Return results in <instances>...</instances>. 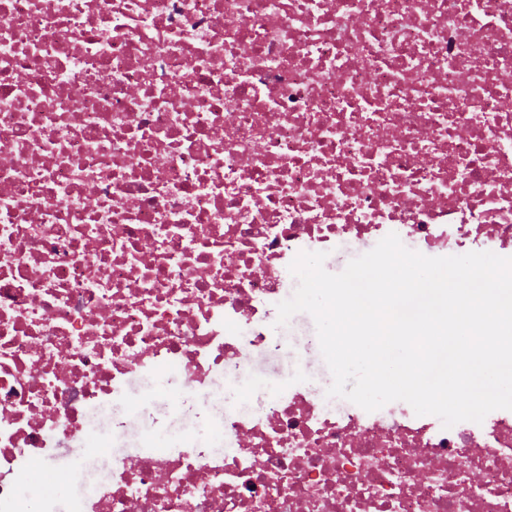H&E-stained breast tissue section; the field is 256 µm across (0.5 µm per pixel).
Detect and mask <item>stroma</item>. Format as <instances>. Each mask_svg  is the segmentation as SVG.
I'll list each match as a JSON object with an SVG mask.
<instances>
[{
    "label": "stroma",
    "instance_id": "obj_1",
    "mask_svg": "<svg viewBox=\"0 0 512 512\" xmlns=\"http://www.w3.org/2000/svg\"><path fill=\"white\" fill-rule=\"evenodd\" d=\"M263 326L276 349L271 353L249 355L248 374L238 386L220 382L211 392L195 395L186 402L170 383L168 373H157L141 388L133 402H113L112 416L123 421V428H112L101 437L84 440V447L121 449L129 435L125 423L133 420L140 427L141 437L152 438L160 448L180 445L188 435L202 446L220 448L224 438L216 422L225 405L237 403L239 394H248L255 408L288 384H302L326 394L333 381L332 374L322 366L318 338L306 329L303 313L294 314L281 327L270 320L264 321Z\"/></svg>",
    "mask_w": 512,
    "mask_h": 512
}]
</instances>
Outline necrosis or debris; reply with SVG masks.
<instances>
[{
    "label": "necrosis or debris",
    "mask_w": 512,
    "mask_h": 512,
    "mask_svg": "<svg viewBox=\"0 0 512 512\" xmlns=\"http://www.w3.org/2000/svg\"><path fill=\"white\" fill-rule=\"evenodd\" d=\"M512 0H0V512L88 405L238 380L298 252L512 249ZM68 512H512V411L301 385Z\"/></svg>",
    "instance_id": "4bbe7bcc"
}]
</instances>
